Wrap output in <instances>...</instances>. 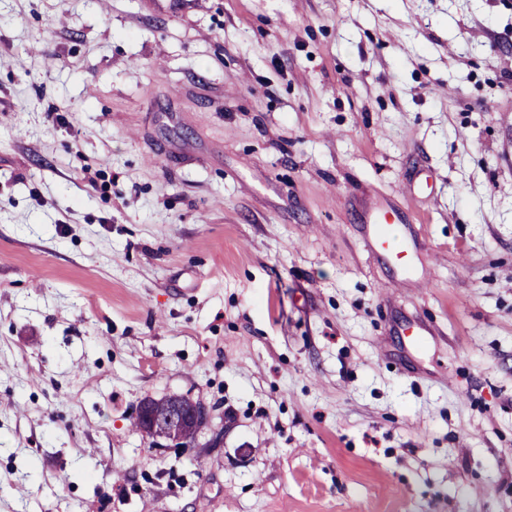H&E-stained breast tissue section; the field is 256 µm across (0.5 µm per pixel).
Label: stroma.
I'll use <instances>...</instances> for the list:
<instances>
[{"mask_svg":"<svg viewBox=\"0 0 512 512\" xmlns=\"http://www.w3.org/2000/svg\"><path fill=\"white\" fill-rule=\"evenodd\" d=\"M0 512H512V0H0ZM371 225V233L364 241L369 251L406 271L412 269L408 243L399 231V223L391 220L389 211L376 214ZM177 398L169 400H148L141 404L137 421L142 431L150 433L155 440L154 444L167 448H185L197 437L194 433L197 424L207 423L209 411L206 407L199 408L191 399L184 396H169L161 399ZM136 422V428L138 427ZM191 426L186 432V427Z\"/></svg>","mask_w":512,"mask_h":512,"instance_id":"obj_1","label":"stroma"}]
</instances>
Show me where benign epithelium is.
Wrapping results in <instances>:
<instances>
[{"label": "benign epithelium", "instance_id": "1", "mask_svg": "<svg viewBox=\"0 0 512 512\" xmlns=\"http://www.w3.org/2000/svg\"><path fill=\"white\" fill-rule=\"evenodd\" d=\"M209 420L207 408L184 404L177 399L148 400L141 404L137 421L144 433H149L155 445L185 448L197 437V424Z\"/></svg>", "mask_w": 512, "mask_h": 512}]
</instances>
